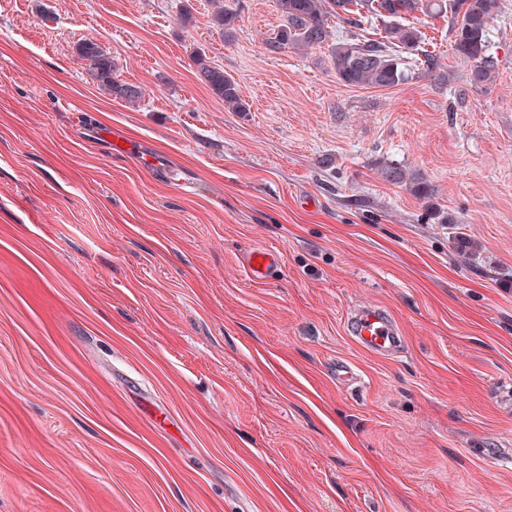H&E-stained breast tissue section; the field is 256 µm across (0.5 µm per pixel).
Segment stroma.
I'll return each instance as SVG.
<instances>
[{"instance_id":"obj_1","label":"stroma","mask_w":512,"mask_h":512,"mask_svg":"<svg viewBox=\"0 0 512 512\" xmlns=\"http://www.w3.org/2000/svg\"><path fill=\"white\" fill-rule=\"evenodd\" d=\"M224 3L228 40L209 0H0V512H512V470L468 453L512 435V0L481 89L446 18L414 20L446 84L359 88L328 49L266 53L276 0ZM257 247L279 278H248ZM365 302L400 321L396 357L345 335ZM212 10V21L220 28L224 37H232L235 24L238 20V13L235 10L224 8L223 0H210ZM76 53L80 60L86 62L91 79L110 96L131 104L137 103L143 97L144 91L141 86L118 79L112 57L96 42L91 40L80 42L76 47ZM192 62L201 82L224 102L225 109L231 112L249 111V105L242 98L237 82L224 73V69L212 65L204 51L195 52ZM382 170L387 181L397 186H405L412 195L419 199L433 197L434 189L421 175L396 165H386ZM282 256L269 248H254L245 257L246 275L253 281L263 282L281 269Z\"/></svg>"}]
</instances>
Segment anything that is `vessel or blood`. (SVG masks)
Instances as JSON below:
<instances>
[{
    "label": "vessel or blood",
    "instance_id": "obj_1",
    "mask_svg": "<svg viewBox=\"0 0 512 512\" xmlns=\"http://www.w3.org/2000/svg\"><path fill=\"white\" fill-rule=\"evenodd\" d=\"M282 265L279 252L269 248L252 249L245 257V272L256 282H263L277 273ZM345 331L360 349L382 358L399 354L406 342L404 331L396 317L384 306L366 302L347 314ZM479 460L489 467L512 462V450L490 445L477 449Z\"/></svg>",
    "mask_w": 512,
    "mask_h": 512
}]
</instances>
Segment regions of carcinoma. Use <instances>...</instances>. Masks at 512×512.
<instances>
[{
	"label": "carcinoma",
	"instance_id": "cac0c4a2",
	"mask_svg": "<svg viewBox=\"0 0 512 512\" xmlns=\"http://www.w3.org/2000/svg\"><path fill=\"white\" fill-rule=\"evenodd\" d=\"M277 4L285 24L265 41L266 52H308L328 43L332 70L344 86L394 87L407 78L410 67L446 81L438 57L424 47L425 35L407 22L417 13L448 18L451 49L469 66L466 83L471 88H483L494 79L489 25L501 0H277ZM210 6L213 24L225 37L233 36L238 13L224 7V0H210ZM335 25L346 28L338 41L333 40ZM76 53L107 94L131 104L143 97L141 86L118 79L112 56L96 42H80ZM192 62L201 82L224 102V108L249 111L237 82L212 65L205 52H195ZM383 176L420 199L434 195L421 175L400 166H384Z\"/></svg>",
	"mask_w": 512,
	"mask_h": 512
}]
</instances>
